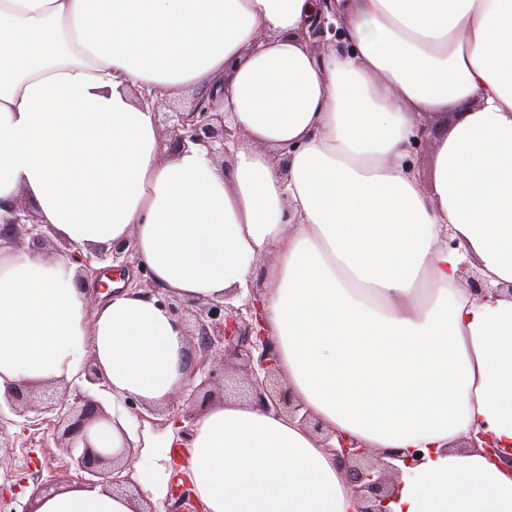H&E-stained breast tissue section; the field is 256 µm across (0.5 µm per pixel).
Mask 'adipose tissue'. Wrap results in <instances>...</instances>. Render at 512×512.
I'll list each match as a JSON object with an SVG mask.
<instances>
[{
    "label": "adipose tissue",
    "mask_w": 512,
    "mask_h": 512,
    "mask_svg": "<svg viewBox=\"0 0 512 512\" xmlns=\"http://www.w3.org/2000/svg\"><path fill=\"white\" fill-rule=\"evenodd\" d=\"M335 10L345 48L318 56L299 37L315 0H0V224L23 196L74 247L127 243L166 293L256 298L330 440L250 402L208 407L187 441L169 426L200 512H357L342 435L423 453L392 512H512V478L484 450L512 447V299L462 286L473 264L512 283V0ZM185 88L244 131L231 171L194 145L167 154L132 99ZM464 101L476 107L423 183L418 119ZM108 288L90 304L66 255L0 240V397L79 381L93 361L112 420L91 444L150 448L126 405L164 407L187 384L185 326L154 295ZM166 494L72 482L35 512H134Z\"/></svg>",
    "instance_id": "obj_1"
}]
</instances>
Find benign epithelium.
Here are the masks:
<instances>
[{
	"mask_svg": "<svg viewBox=\"0 0 512 512\" xmlns=\"http://www.w3.org/2000/svg\"><path fill=\"white\" fill-rule=\"evenodd\" d=\"M320 9L303 38L309 41L311 48L327 42V33L336 31V25L329 22L324 11L330 0H319ZM152 109L158 124L165 130L164 145L171 152L182 151L189 145H198L206 149L208 156L221 163H226L228 156L226 143L241 135L238 129L229 127L230 113L215 112L211 102L199 96L187 109L172 108L169 112L159 111L158 104ZM13 220L0 225V239L15 240L19 231H24L31 239L32 245L39 247L47 241V235L38 223L30 207L16 204ZM129 249L125 244H114L106 251L83 253L79 248L71 250L69 256L79 265L83 281H94L97 289H104L98 269L93 267L95 260L114 261L128 257ZM466 288L475 296L487 292L503 293L512 297V284H500L496 287L486 282L476 271L466 273ZM252 302L243 307L226 306L219 302H210L196 312L198 335L201 336L202 349L208 351L212 338L224 344V354L243 362L249 384V401L267 412L278 416L297 417L298 405L294 404L288 389H277V354L271 341L261 332H255L253 321L245 319L252 314ZM40 399L41 413H55L51 426L56 442L69 451L68 469L74 471V480L81 484L94 485L100 480L119 479L112 476L115 459L112 453L96 448L88 440V429L92 423L108 420L110 416L102 405L79 386L73 391L59 393L50 384L36 388L32 385H20L7 393L4 405L13 413L24 415L35 409V399ZM82 447H77L78 442ZM337 462L343 469L346 479L358 501L357 512H392L389 503L393 501L397 481L402 471L394 461L403 462L406 467H415L420 463V453L413 450L407 453L385 450L376 452L365 448L351 438L340 439V447L332 449ZM490 461L512 473V451L507 452L490 445L485 446ZM170 499L174 500L169 512H197V501L190 485L170 487Z\"/></svg>",
	"mask_w": 512,
	"mask_h": 512,
	"instance_id": "7a95c632",
	"label": "benign epithelium"
}]
</instances>
